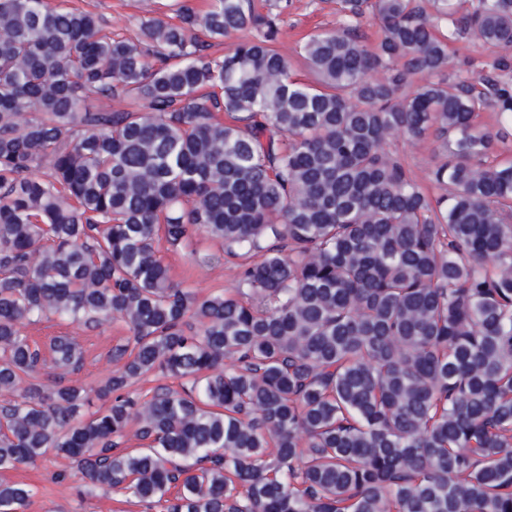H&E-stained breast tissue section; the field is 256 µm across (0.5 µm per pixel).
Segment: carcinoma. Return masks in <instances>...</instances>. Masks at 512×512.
Wrapping results in <instances>:
<instances>
[{
	"label": "carcinoma",
	"mask_w": 512,
	"mask_h": 512,
	"mask_svg": "<svg viewBox=\"0 0 512 512\" xmlns=\"http://www.w3.org/2000/svg\"><path fill=\"white\" fill-rule=\"evenodd\" d=\"M468 2L337 0L305 83L274 4L182 5L132 41L0 0L1 473L52 450L162 512H512V160L477 123L512 124V83L447 73L464 36L512 69V0ZM429 135L448 159L420 176L390 143ZM199 231L236 293L171 278L160 241ZM44 314L126 324L97 387L75 338L30 341ZM150 375L181 389L141 401ZM32 494L1 480L0 512Z\"/></svg>",
	"instance_id": "cac0c4a2"
}]
</instances>
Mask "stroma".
I'll list each match as a JSON object with an SVG mask.
<instances>
[{"instance_id":"1","label":"stroma","mask_w":512,"mask_h":512,"mask_svg":"<svg viewBox=\"0 0 512 512\" xmlns=\"http://www.w3.org/2000/svg\"><path fill=\"white\" fill-rule=\"evenodd\" d=\"M67 4L92 12L106 28L135 39L140 35L142 21L160 16L167 0H66ZM279 46L292 52L308 34L336 25V0H288L281 16ZM391 148L405 156L409 165L419 173H426L445 159L435 139L411 142L394 139ZM202 253H216L219 243L205 234H196L191 248L168 251L166 261L174 280L185 282L198 296L218 294L235 286L233 259L211 267L193 262L190 249ZM25 332L39 345H48L57 335L76 338L85 351L82 378L90 385H98L113 368L111 352L128 335L122 323L114 322L97 330L56 316L44 317L27 325ZM5 480L30 485L34 490L26 512H153L147 504L126 502L123 494L87 485L73 461L54 453H47L33 464H25L6 472Z\"/></svg>"}]
</instances>
